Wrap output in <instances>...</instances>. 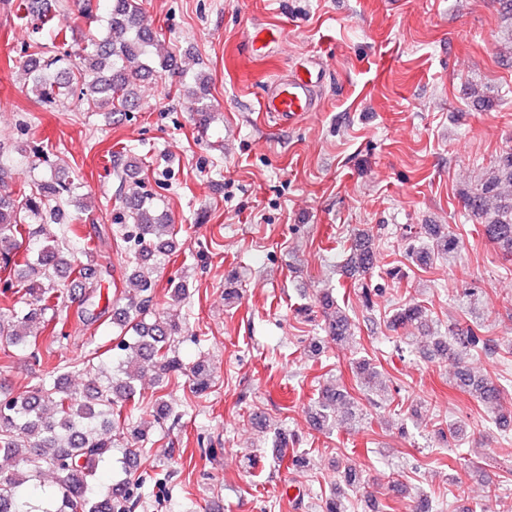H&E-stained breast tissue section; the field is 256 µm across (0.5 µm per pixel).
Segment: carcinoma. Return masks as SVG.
Returning a JSON list of instances; mask_svg holds the SVG:
<instances>
[{
	"mask_svg": "<svg viewBox=\"0 0 512 512\" xmlns=\"http://www.w3.org/2000/svg\"><path fill=\"white\" fill-rule=\"evenodd\" d=\"M31 17L55 26V37L67 42V33L82 21L93 18L91 0H75L77 12L61 15L58 0H22ZM140 0H106L105 27L90 34L86 44L63 49L46 56L39 49L28 55L21 66L24 85L44 105L62 104L79 98L92 109L107 112L108 117L126 113L138 106L135 87L160 74L175 72L177 62L167 56L155 57V38L144 29L139 15ZM503 183L512 185V152L500 156L493 174L481 187L461 193L473 216L482 224L483 235L502 251L512 255V197L505 200L499 193ZM79 187L63 185L54 178L25 182L16 190L9 187L8 172L0 168V263L3 269H18V300L6 314H0V338L7 346L36 351L38 339L46 331H56L68 321L71 290L56 287V277L63 271L84 272L76 267L72 249L47 233V226L66 220L61 203L81 205ZM156 208L145 195L125 199L124 213L129 221L123 241L133 246L138 262L129 276L132 285L124 295V305L112 315V328L117 331L116 347L125 352L116 366L115 376L104 377V365L87 363L91 374L86 389L80 394L64 386L63 378H42L31 389L0 398V457L14 461L17 467L0 471V512H136L144 503L143 479L128 469L125 477L112 483L104 494L95 484L100 465L110 456L114 438L123 437L125 458L137 455L138 443L145 437V426L133 420L127 406L134 401L136 382L145 369L151 368L159 380L171 373L189 371L193 392L209 388L210 374L206 361L185 368L175 355V342L185 332L182 322L171 318L152 317L154 299V267L172 250L175 230L159 221ZM430 240L412 251L417 262L428 264L459 249V241L434 224L428 227ZM38 244L36 260L20 253L22 241ZM348 267L367 274L374 265V254L368 240L359 237L349 248ZM326 327L332 340L344 341L350 333V318L333 291L317 295ZM393 325L426 329V308L408 303L394 315ZM433 354L448 357L462 350L488 349V340L472 331L450 339L434 336ZM352 373L364 388L377 377L371 360L364 357L352 361ZM455 384L485 407L496 411L495 420L505 419L498 412L501 389L489 378L477 376L468 369L460 370ZM350 402L337 386L322 390L319 409L314 414L315 426L331 431L344 422L339 410H347ZM55 476V489L37 498L34 491L45 486V475ZM334 491L325 500L324 512H347L345 488L361 483L362 474L350 463L339 474Z\"/></svg>",
	"mask_w": 512,
	"mask_h": 512,
	"instance_id": "1",
	"label": "carcinoma"
}]
</instances>
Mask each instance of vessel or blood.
<instances>
[{
  "label": "vessel or blood",
  "mask_w": 512,
  "mask_h": 512,
  "mask_svg": "<svg viewBox=\"0 0 512 512\" xmlns=\"http://www.w3.org/2000/svg\"><path fill=\"white\" fill-rule=\"evenodd\" d=\"M283 35L280 27L268 24L254 30L248 41L252 55H263L271 43ZM325 71L320 64L310 63L303 69L273 81L260 100V109L272 113L281 122L293 123L305 113L318 109V90L324 81Z\"/></svg>",
  "instance_id": "vessel-or-blood-1"
}]
</instances>
